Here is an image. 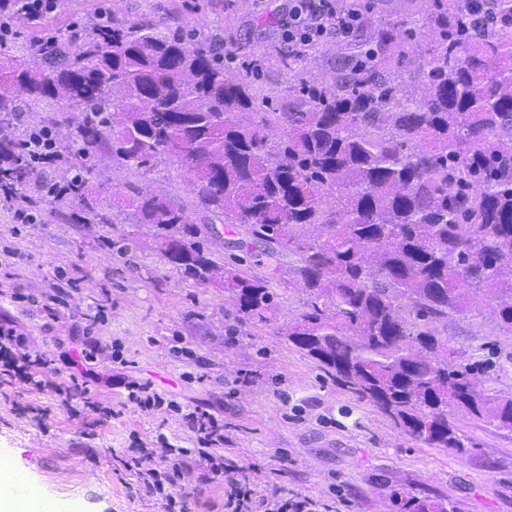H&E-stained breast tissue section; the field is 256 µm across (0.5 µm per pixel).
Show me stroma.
<instances>
[{
	"mask_svg": "<svg viewBox=\"0 0 512 512\" xmlns=\"http://www.w3.org/2000/svg\"><path fill=\"white\" fill-rule=\"evenodd\" d=\"M293 0H65L41 26L25 17L9 20L11 34L0 53L28 54L54 29L139 22L181 31L206 42L218 36L223 52L241 73L258 69L260 96L287 104L294 84L334 78L344 63L398 20L420 16L432 0H364L359 32L348 39L329 32L314 48H302L284 67L288 34L280 19ZM432 35L417 31L403 44V64L388 60V73L418 84V60L427 57ZM50 128L59 149L74 146V128L54 123L48 109L29 106L10 125ZM94 196L106 198L109 223H90L82 202L53 198L45 183L70 180L61 163L30 178L26 203L31 223L0 206V323L11 322L30 350L57 356L83 338L98 345L93 369L107 379L94 399L110 401L103 417L84 405L78 390L31 388L0 371V450L30 467L51 497L82 503L85 512H165L163 499L140 495L130 447H154L165 439L177 448L197 446L185 413L202 411L224 422L234 478L261 487L276 481L330 512H393L391 494L401 489L450 501L459 512H512V432L456 414L470 440L457 453L430 448L401 432L372 403L358 399L329 377L315 360L289 344L279 329L302 310L291 276L271 278L281 258L270 248L238 247L227 232L210 236L217 264L242 261L258 277H270L278 305L270 322L236 328L224 307L223 288L182 278L167 264L158 242L137 224L125 205L132 191L159 194L193 210L191 174L173 158L147 171H131L109 153L94 157ZM128 244L127 254L118 247ZM441 335L480 363L487 385L512 395V338L498 333L492 306L480 304L449 318ZM123 362L113 359V352ZM152 383L181 412L126 403L125 385ZM185 512H224L221 479L198 466L184 469Z\"/></svg>",
	"mask_w": 512,
	"mask_h": 512,
	"instance_id": "stroma-1",
	"label": "stroma"
}]
</instances>
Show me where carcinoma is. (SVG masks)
<instances>
[{
  "label": "carcinoma",
  "mask_w": 512,
  "mask_h": 512,
  "mask_svg": "<svg viewBox=\"0 0 512 512\" xmlns=\"http://www.w3.org/2000/svg\"><path fill=\"white\" fill-rule=\"evenodd\" d=\"M503 25L481 29L465 0H448L398 33L434 32L410 92L383 73L394 40L380 33L336 79L277 112H259L252 83L208 46L149 24L59 32L22 59H0V125L22 106L80 113L77 177L54 191L109 222L88 199L84 160L102 148L135 171L163 158L193 170L198 209L166 197H127L172 269L197 283L222 279L236 322L277 308L268 281L205 248L201 226L222 220L244 243L293 258L303 311L282 335L336 382L430 448L463 452L449 424L460 411L512 432V396L476 383L436 325L482 301L512 337V0ZM281 134L270 138L272 129ZM22 143L0 135V189L25 192ZM397 512H459L415 491Z\"/></svg>",
  "instance_id": "1"
}]
</instances>
